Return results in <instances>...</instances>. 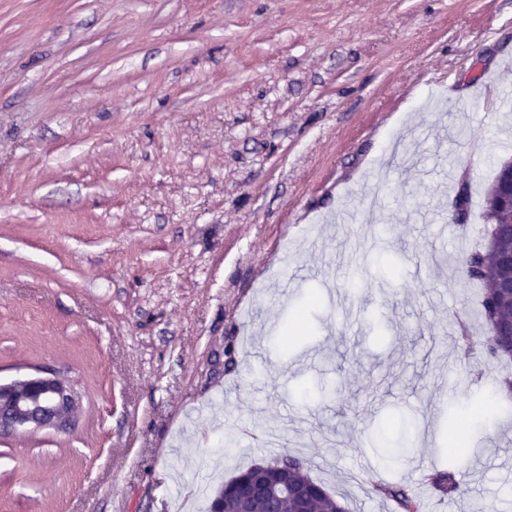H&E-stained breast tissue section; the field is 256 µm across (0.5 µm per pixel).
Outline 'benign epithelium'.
<instances>
[{"label": "benign epithelium", "mask_w": 512, "mask_h": 512, "mask_svg": "<svg viewBox=\"0 0 512 512\" xmlns=\"http://www.w3.org/2000/svg\"><path fill=\"white\" fill-rule=\"evenodd\" d=\"M503 185L489 198V205L512 211V161L502 164ZM486 261L502 272L497 277L498 292L512 300V250L503 249L489 239L485 245ZM78 397L73 387L54 374L31 377L22 381L0 384V438L21 430L50 428L58 433L69 432ZM265 463L253 465L252 476L246 481L232 483L239 502L238 512H253L265 507L277 512L276 502L281 494L272 488Z\"/></svg>", "instance_id": "obj_1"}]
</instances>
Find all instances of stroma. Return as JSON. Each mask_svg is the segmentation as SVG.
Listing matches in <instances>:
<instances>
[{
    "label": "stroma",
    "mask_w": 512,
    "mask_h": 512,
    "mask_svg": "<svg viewBox=\"0 0 512 512\" xmlns=\"http://www.w3.org/2000/svg\"><path fill=\"white\" fill-rule=\"evenodd\" d=\"M509 157L512 0H0V382L79 396L0 438V512H193L284 453L348 512H512V398L423 483L507 371L455 261ZM431 484L436 491L444 496L455 497L464 493L453 470L435 472L431 477ZM375 490L394 500L401 512H419L422 509L421 502L410 493L404 484L391 487L378 486Z\"/></svg>",
    "instance_id": "stroma-1"
}]
</instances>
